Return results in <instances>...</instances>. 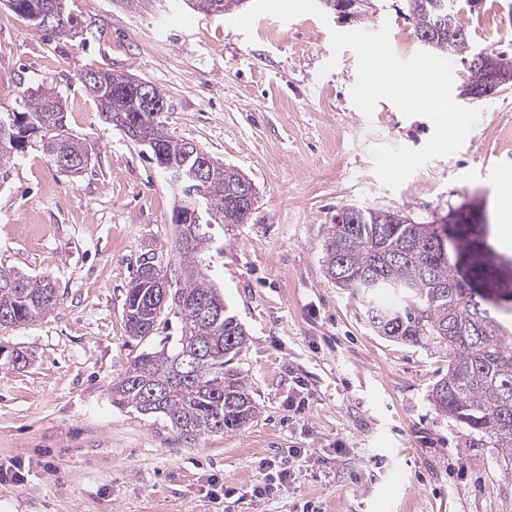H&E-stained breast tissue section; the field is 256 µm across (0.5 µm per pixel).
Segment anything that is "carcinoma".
<instances>
[{"instance_id": "carcinoma-1", "label": "carcinoma", "mask_w": 512, "mask_h": 512, "mask_svg": "<svg viewBox=\"0 0 512 512\" xmlns=\"http://www.w3.org/2000/svg\"><path fill=\"white\" fill-rule=\"evenodd\" d=\"M12 11L38 29L39 17L52 0H14ZM417 38L431 35L430 47L467 60L468 32L452 43L448 32L436 30L439 15L446 13L454 26L456 0H408ZM67 27L40 28L48 36L66 38L78 28L77 19ZM101 83L92 95L108 124L116 127L130 115L138 116L146 132L162 125L152 112L140 109L134 93L112 86V70L89 68ZM20 109L0 112V173L6 172L14 154L25 150L29 139L42 149L50 163L59 155L80 158L87 144L74 136L67 112L58 107L59 93L52 88L17 92ZM167 161L185 160L187 141L164 133ZM241 180L237 169L215 162L203 188L204 206L215 212L212 224H242L247 216L229 208L227 190ZM194 200L180 195L171 214L176 247L185 262L183 280L174 288L184 297L178 310L184 321L182 335L171 349L138 355L122 379L112 386V403L142 415L161 417L186 437L236 431L252 422L259 406L245 377L229 363L247 344L248 334L236 319L223 314L220 320L200 311L224 298L199 264L215 245L214 231L187 234ZM440 228L415 222L397 211L363 209L355 224H334L325 247L324 266L345 274L343 287L357 294L364 315L374 331L396 343L420 345L448 358V372L430 390L436 410L466 433L476 448H495L512 459V344L499 334L501 324L484 307L483 300L468 288L469 282L492 286L494 270L478 256L477 247L458 234L445 251L430 250ZM0 266V330L25 325L54 309L58 296L47 277H31ZM156 287L153 264L143 263L127 288L125 326L134 340L154 335L165 309L150 301ZM204 344L207 350L191 359L181 371L185 382H171L178 357ZM166 383L162 400L146 405L143 389Z\"/></svg>"}]
</instances>
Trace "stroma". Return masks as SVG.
Listing matches in <instances>:
<instances>
[{"label": "stroma", "instance_id": "obj_1", "mask_svg": "<svg viewBox=\"0 0 512 512\" xmlns=\"http://www.w3.org/2000/svg\"><path fill=\"white\" fill-rule=\"evenodd\" d=\"M473 51L512 54V0H458ZM74 37L50 40L0 2V108L16 88H52L72 133L93 148L70 178L37 148L0 176V263L50 278L58 305L0 331V512H512V461L472 448L429 399L444 355L396 344L368 325L352 290L323 266L346 206L393 210L419 223L465 206L499 261L496 189L512 173V85L460 95L467 66L452 62L451 95L479 118L461 148L383 184L371 150L420 149L423 115L379 100L353 102L358 57L334 51L336 32L388 27L403 61L424 49L406 0H364L338 14L319 0H245L221 16L184 0H68ZM104 67L157 85L162 119L243 172L254 185L246 223L225 225L206 256L209 275L246 348L233 360L259 414L245 428L187 438L160 418L112 404L111 390L142 352L174 344L180 315L156 334L128 337L124 300L142 259L179 269L174 194L164 172L105 124L80 82ZM294 459L285 491L252 495L266 459Z\"/></svg>", "mask_w": 512, "mask_h": 512}]
</instances>
